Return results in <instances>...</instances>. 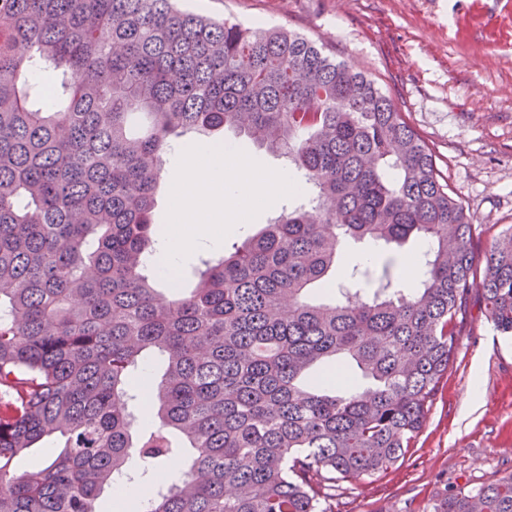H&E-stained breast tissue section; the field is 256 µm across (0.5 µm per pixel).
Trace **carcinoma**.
I'll return each mask as SVG.
<instances>
[{"label": "carcinoma", "mask_w": 512, "mask_h": 512, "mask_svg": "<svg viewBox=\"0 0 512 512\" xmlns=\"http://www.w3.org/2000/svg\"><path fill=\"white\" fill-rule=\"evenodd\" d=\"M34 71L55 74L50 96ZM227 127L313 194L168 299L150 247L164 155ZM412 237L418 287L368 263L330 282L344 241ZM474 296L512 336V226L477 275L473 225L433 150L312 40L175 0H0V512H97L125 486L145 512H334L336 480L411 448ZM147 352L165 355L158 424L135 441ZM347 364L364 388L334 385ZM173 432L191 459L167 479ZM51 437L50 462L14 471ZM433 512H512V474Z\"/></svg>", "instance_id": "cac0c4a2"}]
</instances>
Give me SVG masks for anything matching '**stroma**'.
Segmentation results:
<instances>
[{
	"label": "stroma",
	"instance_id": "1",
	"mask_svg": "<svg viewBox=\"0 0 512 512\" xmlns=\"http://www.w3.org/2000/svg\"><path fill=\"white\" fill-rule=\"evenodd\" d=\"M183 8L302 33L375 80L429 143L480 248L512 225V0H183ZM349 242L389 265L418 252ZM482 393L476 405L466 396ZM512 474V338L473 307L413 448L388 470L340 482L336 512H433L447 490Z\"/></svg>",
	"mask_w": 512,
	"mask_h": 512
}]
</instances>
